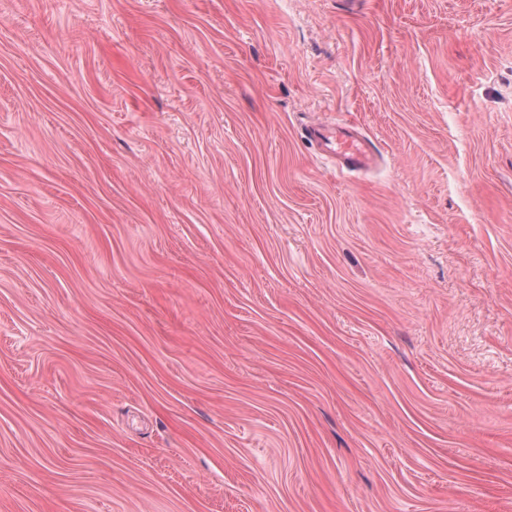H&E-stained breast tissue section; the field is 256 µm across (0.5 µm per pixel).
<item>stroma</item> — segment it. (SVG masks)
<instances>
[{
	"instance_id": "obj_1",
	"label": "stroma",
	"mask_w": 512,
	"mask_h": 512,
	"mask_svg": "<svg viewBox=\"0 0 512 512\" xmlns=\"http://www.w3.org/2000/svg\"><path fill=\"white\" fill-rule=\"evenodd\" d=\"M0 512H512V0H0ZM311 136L326 148L327 156L338 159L344 166L365 170L375 161L363 134L349 124L316 127Z\"/></svg>"
}]
</instances>
